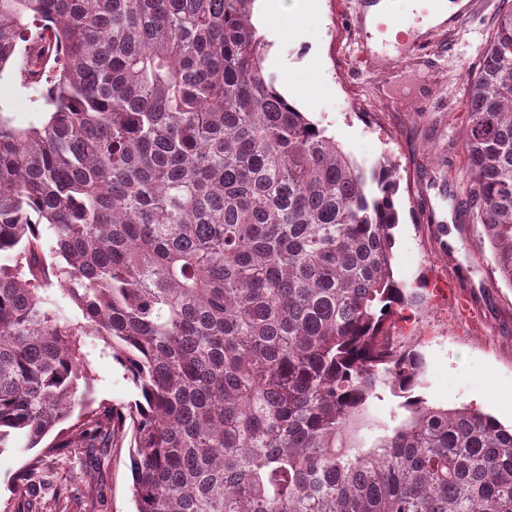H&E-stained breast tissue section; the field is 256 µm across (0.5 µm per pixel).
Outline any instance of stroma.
<instances>
[{
  "label": "stroma",
  "instance_id": "obj_1",
  "mask_svg": "<svg viewBox=\"0 0 512 512\" xmlns=\"http://www.w3.org/2000/svg\"><path fill=\"white\" fill-rule=\"evenodd\" d=\"M475 11L455 26L423 27L402 11L419 47L381 48L369 56L373 33L366 24L369 0H313L302 42L268 38L265 66L278 90L312 121L336 137L365 167L388 158L397 165L399 222L393 230L395 280L415 287L427 280L464 278L472 302L465 319L445 302L427 300L411 326L424 357L418 388L429 406L469 405L512 425V288L494 269L482 227L462 211L466 161L462 150L464 96L470 71L490 40L500 0H476ZM312 68L323 84L313 99L288 87L290 74ZM36 91L11 69L0 72V113L18 127L38 122ZM95 403L126 405L138 398L134 384L102 341L86 345ZM129 439H115L103 466H86L79 452L45 457L43 448L0 453V512L18 506L15 477L44 458L71 490L65 512H134Z\"/></svg>",
  "mask_w": 512,
  "mask_h": 512
}]
</instances>
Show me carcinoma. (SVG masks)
<instances>
[{
	"label": "carcinoma",
	"mask_w": 512,
	"mask_h": 512,
	"mask_svg": "<svg viewBox=\"0 0 512 512\" xmlns=\"http://www.w3.org/2000/svg\"><path fill=\"white\" fill-rule=\"evenodd\" d=\"M254 2L0 0V72L40 78L43 114H0V451L88 401L92 336L139 400L52 451L132 429L135 512H512V429L410 399L414 338L383 345L424 298L393 277L395 166L280 93ZM466 112L467 211L512 287V0ZM18 481L68 498L39 461ZM399 401L400 399H396L390 396H386L383 400L375 399L372 401L370 413L372 416L382 419L383 421H388L390 423L391 416L393 414H397V419L395 421V424H397L409 415V412L397 407Z\"/></svg>",
	"instance_id": "1"
}]
</instances>
